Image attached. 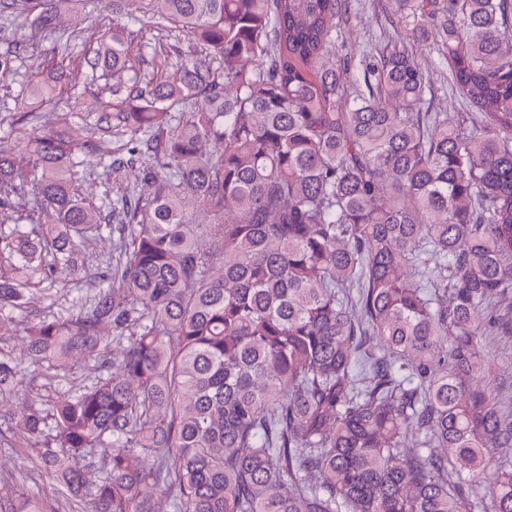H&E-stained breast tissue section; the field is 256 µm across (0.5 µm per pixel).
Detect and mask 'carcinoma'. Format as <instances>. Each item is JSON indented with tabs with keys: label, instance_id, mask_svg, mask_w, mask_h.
I'll use <instances>...</instances> for the list:
<instances>
[{
	"label": "carcinoma",
	"instance_id": "cac0c4a2",
	"mask_svg": "<svg viewBox=\"0 0 512 512\" xmlns=\"http://www.w3.org/2000/svg\"><path fill=\"white\" fill-rule=\"evenodd\" d=\"M469 112H430L404 49L336 52L348 0H100L205 47L170 79L129 66L123 26L83 55L132 71L128 135L104 172L151 188L97 203L82 129L0 151V335L7 309L119 234L86 310L0 347L26 367L99 363L3 440L88 512H512V416L478 382L491 303L512 289V0H391ZM80 0H0L52 34ZM113 350L112 360L102 358ZM97 476L88 480L98 450ZM0 512H50L41 498Z\"/></svg>",
	"mask_w": 512,
	"mask_h": 512
}]
</instances>
